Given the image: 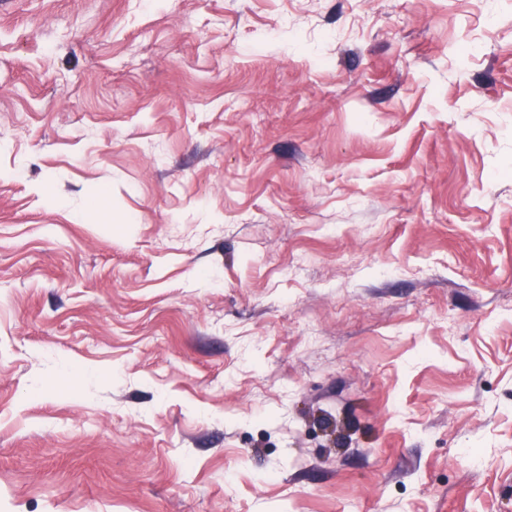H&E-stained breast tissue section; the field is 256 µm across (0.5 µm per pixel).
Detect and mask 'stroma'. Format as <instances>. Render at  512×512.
<instances>
[{
	"label": "stroma",
	"mask_w": 512,
	"mask_h": 512,
	"mask_svg": "<svg viewBox=\"0 0 512 512\" xmlns=\"http://www.w3.org/2000/svg\"><path fill=\"white\" fill-rule=\"evenodd\" d=\"M0 512H512V0H0Z\"/></svg>",
	"instance_id": "obj_1"
}]
</instances>
